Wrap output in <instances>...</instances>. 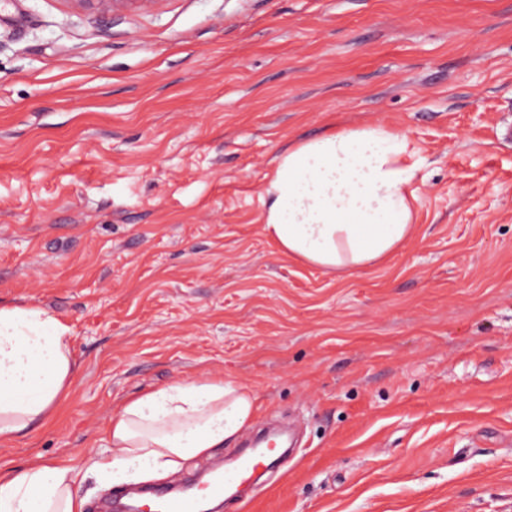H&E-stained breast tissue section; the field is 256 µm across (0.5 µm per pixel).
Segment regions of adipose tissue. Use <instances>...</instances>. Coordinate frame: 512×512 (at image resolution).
I'll use <instances>...</instances> for the list:
<instances>
[{
	"label": "adipose tissue",
	"mask_w": 512,
	"mask_h": 512,
	"mask_svg": "<svg viewBox=\"0 0 512 512\" xmlns=\"http://www.w3.org/2000/svg\"><path fill=\"white\" fill-rule=\"evenodd\" d=\"M407 138L381 127L288 146L264 190L263 229L280 249L333 273L381 262L412 228ZM77 364L68 327L41 308L0 306V441L45 424ZM256 412L247 385L192 380L126 400L103 431L102 476H164L234 440ZM72 459L0 468V512H83Z\"/></svg>",
	"instance_id": "ef3b65f1"
}]
</instances>
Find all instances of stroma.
Wrapping results in <instances>:
<instances>
[{
  "instance_id": "1",
  "label": "stroma",
  "mask_w": 512,
  "mask_h": 512,
  "mask_svg": "<svg viewBox=\"0 0 512 512\" xmlns=\"http://www.w3.org/2000/svg\"><path fill=\"white\" fill-rule=\"evenodd\" d=\"M512 0H0V305L72 333L0 465L84 462L121 403L250 386L295 454L228 512H512ZM404 134L410 237L346 272L263 230L280 150ZM81 8L95 12L101 17H112V14L120 9L145 8L157 2V0H71Z\"/></svg>"
}]
</instances>
